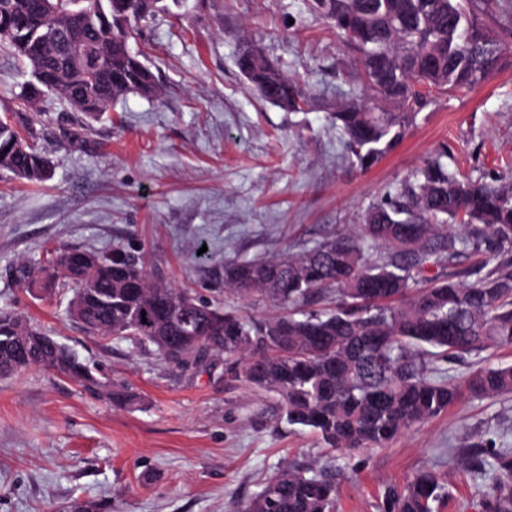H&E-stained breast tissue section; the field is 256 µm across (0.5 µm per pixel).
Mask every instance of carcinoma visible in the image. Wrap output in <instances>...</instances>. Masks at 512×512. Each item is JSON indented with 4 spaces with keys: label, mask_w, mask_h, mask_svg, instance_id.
Wrapping results in <instances>:
<instances>
[{
    "label": "carcinoma",
    "mask_w": 512,
    "mask_h": 512,
    "mask_svg": "<svg viewBox=\"0 0 512 512\" xmlns=\"http://www.w3.org/2000/svg\"><path fill=\"white\" fill-rule=\"evenodd\" d=\"M65 0L46 18L28 15L30 0H0V41L39 81L57 53L54 35L91 34L99 59L89 72L60 68L41 96L97 119L129 93L158 94L142 51L131 45L158 3ZM307 0L355 52L362 92L336 106L331 119L356 165L367 170L394 150L436 93L472 88L497 72L512 44V0ZM33 31L39 45L23 43ZM243 76L268 103L301 111L299 83L273 68L257 48L237 58ZM438 147L422 165L364 210L357 229L343 228L312 248L224 264V287L251 306L283 313L243 315L153 278L144 257L68 250L45 265L23 263L15 278L27 292H72L66 314L91 336L152 347L187 366L224 354L227 374L277 396L283 422L315 432L343 453L379 448L462 399L512 394V364L479 367L460 380L432 376L430 356L447 360L512 347V178L461 175ZM0 168L44 179L49 159L0 120ZM466 254L488 257L460 267ZM439 270L429 277L427 272ZM0 309V376L45 366L119 405L127 388L96 380L66 345ZM464 455L473 473L491 476L481 512H512V449L477 442ZM340 467L286 466L237 512H335ZM446 479L425 470L386 486L380 512H438Z\"/></svg>",
    "instance_id": "obj_1"
}]
</instances>
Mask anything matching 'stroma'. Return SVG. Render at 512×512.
<instances>
[{
  "label": "stroma",
  "instance_id": "obj_1",
  "mask_svg": "<svg viewBox=\"0 0 512 512\" xmlns=\"http://www.w3.org/2000/svg\"><path fill=\"white\" fill-rule=\"evenodd\" d=\"M163 3L134 43L160 94L127 95L97 121L53 97L23 106L28 75L0 47V119L32 122L52 160L39 183L0 170V307L135 396L118 406L43 367L0 377V512H235L286 465L342 461L309 429L282 422L276 396L228 382L223 356L183 367L88 335L65 313L69 292L33 298L13 279L17 264L64 249L142 250L152 273L236 308L225 262L295 253L358 224L439 143L463 173L512 170V49L480 85L435 95L404 141L363 171L328 118L361 87L354 51L306 0ZM246 46L300 81L308 111L283 110L252 89L236 64ZM482 438L512 448V396L464 399L355 455L337 512H376L385 484L423 469L448 481L440 512H478L471 502L486 484L461 450Z\"/></svg>",
  "mask_w": 512,
  "mask_h": 512
}]
</instances>
